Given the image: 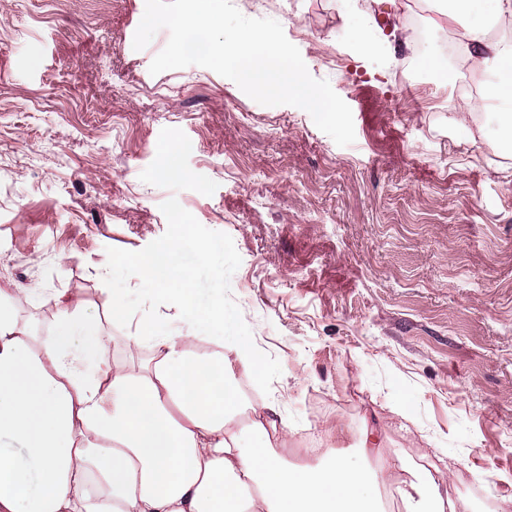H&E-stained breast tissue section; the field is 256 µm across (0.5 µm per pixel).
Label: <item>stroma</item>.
<instances>
[{
  "instance_id": "obj_1",
  "label": "stroma",
  "mask_w": 512,
  "mask_h": 512,
  "mask_svg": "<svg viewBox=\"0 0 512 512\" xmlns=\"http://www.w3.org/2000/svg\"><path fill=\"white\" fill-rule=\"evenodd\" d=\"M232 2L282 25L350 107L354 143L208 68L151 75L169 32L134 49L145 0H0V289L34 293L18 313L34 335L52 333L46 299L65 292L120 336L154 310L127 258L185 235L197 305L223 298L267 369L250 399L278 401L326 460L379 425L380 461L497 512L512 496V151L485 145L494 107L476 144L448 122L494 75L471 86L433 0H372L375 34L410 16L425 38L368 55L338 0ZM440 53L447 78H410ZM338 421L340 443L324 434Z\"/></svg>"
}]
</instances>
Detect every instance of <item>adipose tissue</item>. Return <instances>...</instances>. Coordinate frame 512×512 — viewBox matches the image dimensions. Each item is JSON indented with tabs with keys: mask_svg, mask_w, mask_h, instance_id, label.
<instances>
[{
	"mask_svg": "<svg viewBox=\"0 0 512 512\" xmlns=\"http://www.w3.org/2000/svg\"><path fill=\"white\" fill-rule=\"evenodd\" d=\"M477 2L443 0L442 10L462 25L463 64L506 74L487 93L503 114L494 145L512 148V0H488L475 23ZM180 244L131 261L140 288L175 299V314L118 337L62 295L52 303L67 316L53 333L27 334L17 316L32 294L0 289V512H381L392 468L284 461L275 403L240 390V376L264 379L255 346L234 335L221 302L196 305ZM402 470L405 512H457L430 471Z\"/></svg>",
	"mask_w": 512,
	"mask_h": 512,
	"instance_id": "ef3b65f1",
	"label": "adipose tissue"
}]
</instances>
